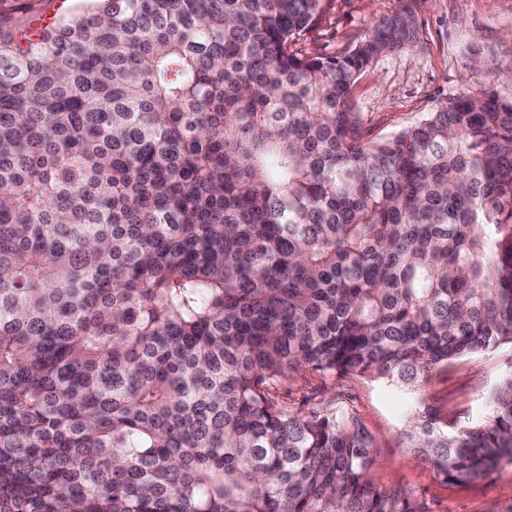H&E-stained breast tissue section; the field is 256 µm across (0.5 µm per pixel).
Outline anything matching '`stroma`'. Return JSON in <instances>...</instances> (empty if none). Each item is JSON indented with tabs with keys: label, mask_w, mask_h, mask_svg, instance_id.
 I'll use <instances>...</instances> for the list:
<instances>
[{
	"label": "stroma",
	"mask_w": 512,
	"mask_h": 512,
	"mask_svg": "<svg viewBox=\"0 0 512 512\" xmlns=\"http://www.w3.org/2000/svg\"><path fill=\"white\" fill-rule=\"evenodd\" d=\"M318 23L300 41L313 55L341 53L359 41L400 0H324ZM419 23L415 47L380 57L361 73L349 96L375 136L418 121L461 91L495 90L512 95V0H413ZM94 0H0V29L27 31L92 9ZM512 371V348L503 346L438 367L415 394L380 381L328 375L309 368L291 373L276 392L292 410L321 403L353 415L374 438L377 458L369 472L380 489L413 492L423 512H512V464L483 480L448 484L403 435L414 408L466 423L487 412V394Z\"/></svg>",
	"instance_id": "obj_1"
}]
</instances>
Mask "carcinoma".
Instances as JSON below:
<instances>
[{
    "instance_id": "obj_1",
    "label": "carcinoma",
    "mask_w": 512,
    "mask_h": 512,
    "mask_svg": "<svg viewBox=\"0 0 512 512\" xmlns=\"http://www.w3.org/2000/svg\"><path fill=\"white\" fill-rule=\"evenodd\" d=\"M0 30V512H422L358 421L274 397L310 367L415 392L512 345V97L365 137L323 0H99ZM405 438L451 484L512 463V372Z\"/></svg>"
}]
</instances>
